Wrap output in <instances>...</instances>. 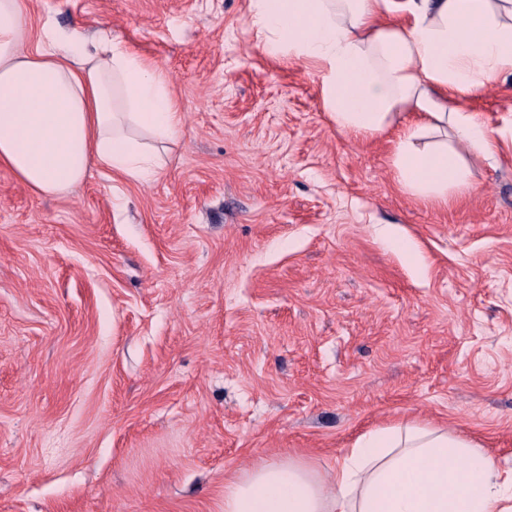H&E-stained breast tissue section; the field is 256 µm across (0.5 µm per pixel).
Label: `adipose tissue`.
<instances>
[{
  "label": "adipose tissue",
  "mask_w": 512,
  "mask_h": 512,
  "mask_svg": "<svg viewBox=\"0 0 512 512\" xmlns=\"http://www.w3.org/2000/svg\"><path fill=\"white\" fill-rule=\"evenodd\" d=\"M268 55L315 64L338 129L382 132L393 112L400 182L423 199L467 190L466 153L497 137L467 100L512 75V0H250ZM28 0H0V166L33 193L71 191L97 168L137 179L181 125L167 76L99 30L87 37L44 19L32 32ZM451 131L464 152L428 148ZM224 512H512V468L447 430L379 428L337 457L331 486L307 464L262 461L224 481Z\"/></svg>",
  "instance_id": "obj_1"
}]
</instances>
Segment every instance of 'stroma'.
Segmentation results:
<instances>
[{
	"mask_svg": "<svg viewBox=\"0 0 512 512\" xmlns=\"http://www.w3.org/2000/svg\"><path fill=\"white\" fill-rule=\"evenodd\" d=\"M169 77L183 120L133 180L0 168V512H224V476L398 422L512 466V151L409 193L395 112L337 129L249 0H30ZM467 106L512 133V76Z\"/></svg>",
	"mask_w": 512,
	"mask_h": 512,
	"instance_id": "stroma-1",
	"label": "stroma"
}]
</instances>
